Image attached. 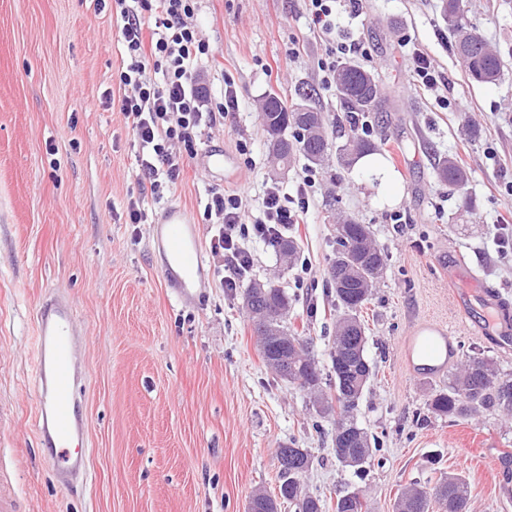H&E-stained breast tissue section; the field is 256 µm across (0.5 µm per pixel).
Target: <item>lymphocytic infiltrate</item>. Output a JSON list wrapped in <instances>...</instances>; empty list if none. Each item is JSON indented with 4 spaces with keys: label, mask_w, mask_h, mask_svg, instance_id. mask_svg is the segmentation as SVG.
<instances>
[{
    "label": "lymphocytic infiltrate",
    "mask_w": 512,
    "mask_h": 512,
    "mask_svg": "<svg viewBox=\"0 0 512 512\" xmlns=\"http://www.w3.org/2000/svg\"><path fill=\"white\" fill-rule=\"evenodd\" d=\"M111 2L125 59L118 70V91L106 99L118 103L133 135L139 190L127 201V215L130 223L143 224L148 219L145 200L172 194L205 136L238 111L239 101L233 87H225L219 98L208 88L216 54L191 22L197 0ZM306 10L313 29L336 41L339 53L360 52L358 42H337L333 0H306ZM313 183L312 177H305L292 195L278 184L266 185L260 212L253 217L243 207V191L208 189L203 217L216 227L209 250L227 271L223 288L234 291L251 269L250 240L267 241L282 228L302 223Z\"/></svg>",
    "instance_id": "lymphocytic-infiltrate-1"
}]
</instances>
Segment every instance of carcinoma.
Returning <instances> with one entry per match:
<instances>
[{
    "label": "carcinoma",
    "mask_w": 512,
    "mask_h": 512,
    "mask_svg": "<svg viewBox=\"0 0 512 512\" xmlns=\"http://www.w3.org/2000/svg\"><path fill=\"white\" fill-rule=\"evenodd\" d=\"M466 0H442V13L452 36L453 50L466 75L474 82L492 84L504 75V61L495 46L473 33L465 20ZM336 92L341 99L345 118L338 116L333 121H346L351 134L336 146V161L349 167L369 153L378 151L371 140L359 133L353 119L377 109L380 88L374 75L353 61L345 60L336 65ZM315 89L298 90L297 100L284 101L277 93L265 96L261 112L263 130L270 149L285 166L294 157L302 155L310 164L320 165L327 159L329 139L328 118L309 105ZM293 138H288V130ZM438 178L462 191L468 183L466 171L453 157L446 156L436 165ZM270 245L294 263L298 256V245L291 238L280 237ZM387 257L375 242L368 225L353 219L334 225V249L329 259V271L347 270L350 278L345 286H336L329 279L330 294L334 296L336 332L330 352L331 378L323 382L321 369L316 367L304 373V381L295 378L289 383L307 392L315 405L318 416L334 417L332 444H343L348 457L356 461L355 472H361L377 451L375 438L357 421L355 410L363 389L373 375L366 356V331L360 320L364 306L371 300L373 291L383 278ZM270 296L279 304L282 313L278 322L272 324L267 346H258L259 355L266 365H271L272 355L278 350L274 341L288 338V351L297 358L311 354L309 342L297 330L288 326L286 317L290 297L283 288L270 289ZM429 408L432 413L446 417L451 422L469 419L483 410L495 408L508 416L512 415V376H503L497 364L489 358L473 357L454 375L448 391L434 395ZM298 460V469L280 471L281 485L288 486V495L281 499L295 507V512H326V501L310 494L301 483L303 476L312 467L313 459L308 449L288 444ZM471 498V488L460 474H450L431 489L410 487L404 490L394 504V512H428L430 502L440 504L446 512H463ZM278 499L262 491L253 493L249 501V512H278ZM334 512H368L367 505L359 494L352 497L339 495Z\"/></svg>",
    "instance_id": "cac0c4a2"
}]
</instances>
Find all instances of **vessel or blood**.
I'll list each match as a JSON object with an SVG mask.
<instances>
[{"instance_id":"vessel-or-blood-1","label":"vessel or blood","mask_w":512,"mask_h":512,"mask_svg":"<svg viewBox=\"0 0 512 512\" xmlns=\"http://www.w3.org/2000/svg\"><path fill=\"white\" fill-rule=\"evenodd\" d=\"M153 243L164 278L179 298L190 296L192 280L203 277L205 256L196 226L180 206L167 207L153 226ZM38 364L33 383L38 395V435L52 457L58 483L69 486L85 480L88 454L72 455L73 440L85 439L86 423L76 391L77 361L83 339L74 325L69 301L62 296L43 298L36 315Z\"/></svg>"}]
</instances>
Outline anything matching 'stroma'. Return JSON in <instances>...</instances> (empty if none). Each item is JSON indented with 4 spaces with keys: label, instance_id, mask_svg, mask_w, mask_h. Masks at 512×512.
Instances as JSON below:
<instances>
[{
    "label": "stroma",
    "instance_id": "35a3bbf8",
    "mask_svg": "<svg viewBox=\"0 0 512 512\" xmlns=\"http://www.w3.org/2000/svg\"><path fill=\"white\" fill-rule=\"evenodd\" d=\"M336 18L382 90L366 136L399 184L394 203L360 167L313 168L300 157L282 169L270 157L259 118L265 94L291 101L310 85L318 110L343 112L323 83L339 53L313 31L304 0H198L193 21L217 54L213 89L229 82L237 91L238 112L210 144L232 155L247 145L254 165L237 163L233 185L244 189L248 213H257L265 184L292 194L315 174L303 223L287 229L298 262L281 266L257 241L248 276L287 289L288 322L310 338L322 373L331 370L336 318L326 294L334 219L369 225L387 256L362 312L374 375L356 417L379 449L361 476L337 461L332 419L317 435L306 394L266 367L242 293L221 287L215 262L195 301L177 302L158 270L151 225L127 223L137 168L132 135L104 102L122 64L109 5L0 0V466L17 478L21 512H247L254 491L277 493L275 450L291 440L314 457L305 486L330 504L356 491L371 512H393L405 487L460 474L472 487L469 512H512L494 474H512V417L484 410L452 423L428 407L467 358H492L512 375V345L486 321L491 300L512 311V0H468V20L506 63L490 85L466 78L440 0H337ZM413 46L444 85L410 83ZM448 154L469 175L464 191L436 177V159ZM225 185L198 157L171 197L202 243L212 230L199 200ZM52 292L69 299L84 340L91 479L72 489L57 486L35 426L36 310ZM423 323L448 335L446 360L432 368L406 356Z\"/></svg>",
    "mask_w": 512,
    "mask_h": 512
}]
</instances>
